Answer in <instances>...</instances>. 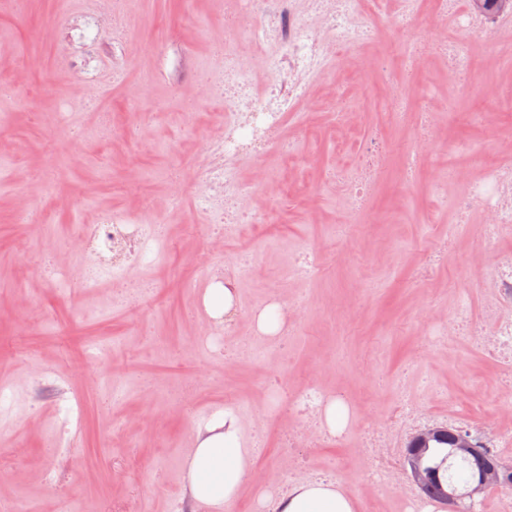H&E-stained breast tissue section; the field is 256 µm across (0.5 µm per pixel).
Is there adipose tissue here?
<instances>
[{
	"instance_id": "obj_1",
	"label": "adipose tissue",
	"mask_w": 512,
	"mask_h": 512,
	"mask_svg": "<svg viewBox=\"0 0 512 512\" xmlns=\"http://www.w3.org/2000/svg\"><path fill=\"white\" fill-rule=\"evenodd\" d=\"M250 453L241 440L232 413L214 418L196 430L189 459V495L197 503L219 507L235 499L245 483ZM279 512H356L355 496L341 483L313 478L277 493Z\"/></svg>"
}]
</instances>
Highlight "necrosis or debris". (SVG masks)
Wrapping results in <instances>:
<instances>
[{"label":"necrosis or debris","mask_w":512,"mask_h":512,"mask_svg":"<svg viewBox=\"0 0 512 512\" xmlns=\"http://www.w3.org/2000/svg\"><path fill=\"white\" fill-rule=\"evenodd\" d=\"M380 11L381 0H224L226 37L206 83L208 97L224 103V133L207 144V160L196 169L192 181L171 184L172 197L190 198L202 222L210 225L213 253H225L230 240L255 237L262 231L261 213L246 201L253 187L268 180L269 172L253 159L270 146L282 144L289 115L327 112L343 126L354 125L350 100L316 98L307 90L333 71L346 85L362 81L380 66L374 50ZM424 12L432 18L424 35L403 40L408 18ZM389 23L395 47L394 83L411 82L430 62L442 61L452 86L468 85L485 60L474 54L468 42L449 36L452 28L488 39L494 60L512 67V42L494 39L498 31L512 28V13L490 16L475 10L470 0H398ZM411 112L417 116V131L401 154L405 182L427 174L435 193L442 194L449 179L456 177L455 168H441L430 152L436 116L428 102L414 109L401 93H387L357 158L333 172L337 185L345 189L352 218L364 214L394 150L390 127ZM448 206L453 214L449 240H456L476 223L488 240L512 241V152L483 162L478 178L450 197ZM70 243L79 252L80 263L62 275L51 265L47 274L63 284L75 281L86 287L100 281H126L131 271L165 261L167 251L156 224L134 219L123 210L76 225ZM471 264L486 271L483 285L489 297L485 309L492 328L483 345L506 373L503 395L496 403L512 423V248L499 252L491 267H484L478 256ZM474 325L471 301L460 293L448 321L432 322L428 333L453 343L472 334ZM326 401L314 389L295 398L292 408L300 425L289 430L283 447L317 448L327 440V433L316 428L314 417ZM374 420V430L362 436L360 445L376 462L378 476L397 482L395 470L386 463L395 421L412 426L432 424L436 418L425 406L407 399L397 420L380 414Z\"/></svg>","instance_id":"4bbe7bcc"}]
</instances>
